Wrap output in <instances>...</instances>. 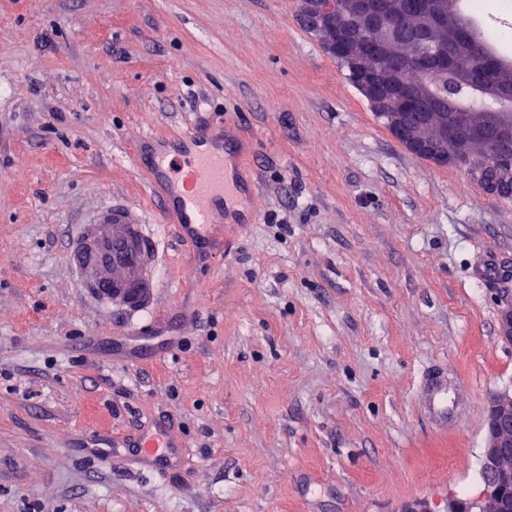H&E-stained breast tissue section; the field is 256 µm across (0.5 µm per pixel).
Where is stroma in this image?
Wrapping results in <instances>:
<instances>
[{
	"mask_svg": "<svg viewBox=\"0 0 512 512\" xmlns=\"http://www.w3.org/2000/svg\"><path fill=\"white\" fill-rule=\"evenodd\" d=\"M476 21L512 59L501 0ZM219 126L255 189L203 246L150 177ZM110 197L165 227L136 342L64 262ZM488 253L505 275H476ZM511 296L512 196L410 155L301 0H0V512H441L481 489ZM432 363L473 387L445 436ZM157 424L183 460L84 450Z\"/></svg>",
	"mask_w": 512,
	"mask_h": 512,
	"instance_id": "obj_1",
	"label": "stroma"
}]
</instances>
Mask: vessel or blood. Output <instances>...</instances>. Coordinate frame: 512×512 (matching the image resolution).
I'll return each instance as SVG.
<instances>
[{
  "instance_id": "obj_1",
  "label": "vessel or blood",
  "mask_w": 512,
  "mask_h": 512,
  "mask_svg": "<svg viewBox=\"0 0 512 512\" xmlns=\"http://www.w3.org/2000/svg\"><path fill=\"white\" fill-rule=\"evenodd\" d=\"M235 161L224 149L223 135L208 137L189 134L180 154H160L155 170L176 203L182 232L205 238L215 216V206L228 196L249 192V183L233 170ZM164 260L163 238L135 206L105 201L76 225L73 241L65 255L77 288L105 308L117 307L130 316L152 309L159 298L161 283L156 276ZM422 410L437 430L460 425L471 388L462 381H449L446 371H426L420 382ZM135 447L143 460L176 456L179 439L168 430L156 428L130 440L107 431L88 447L100 452Z\"/></svg>"
}]
</instances>
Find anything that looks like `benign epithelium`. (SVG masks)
<instances>
[{
  "mask_svg": "<svg viewBox=\"0 0 512 512\" xmlns=\"http://www.w3.org/2000/svg\"><path fill=\"white\" fill-rule=\"evenodd\" d=\"M310 23L324 38L325 49L350 65L363 96L391 134L415 157L438 165L456 158L480 163L472 177L498 194L512 193V125L498 112H485L476 123L471 112H446L432 123L428 87L424 82L396 83L392 54L371 49L367 35L397 16V29L426 41L428 33L411 26L412 9L406 0H303ZM467 56L471 41L460 27L448 29V37L434 44L433 59L448 62V48ZM433 126L430 137L422 130ZM499 332L512 342V298L500 310ZM486 444L481 449L483 485L478 496L448 497L443 512H512V390L492 395L485 422Z\"/></svg>",
  "mask_w": 512,
  "mask_h": 512,
  "instance_id": "obj_1",
  "label": "benign epithelium"
}]
</instances>
